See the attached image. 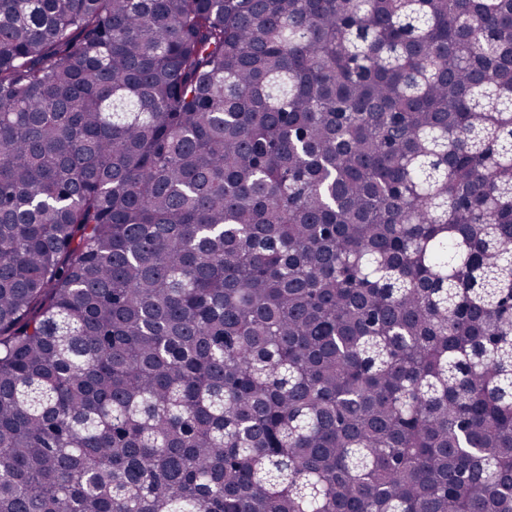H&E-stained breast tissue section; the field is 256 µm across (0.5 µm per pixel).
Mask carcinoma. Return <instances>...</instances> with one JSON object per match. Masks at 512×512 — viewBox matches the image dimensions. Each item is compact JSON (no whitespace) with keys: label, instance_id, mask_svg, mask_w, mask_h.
<instances>
[{"label":"carcinoma","instance_id":"obj_1","mask_svg":"<svg viewBox=\"0 0 512 512\" xmlns=\"http://www.w3.org/2000/svg\"><path fill=\"white\" fill-rule=\"evenodd\" d=\"M0 512H512V0H0Z\"/></svg>","mask_w":512,"mask_h":512}]
</instances>
